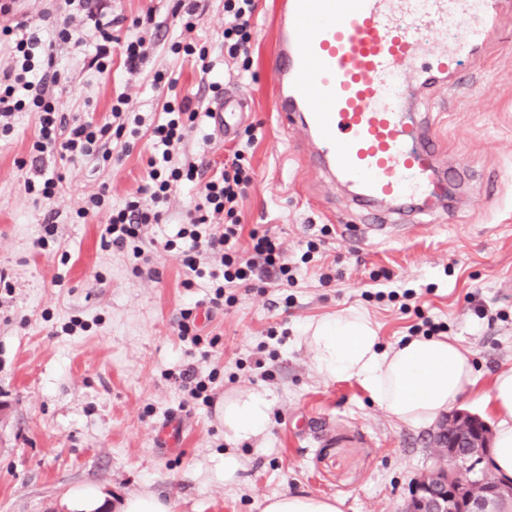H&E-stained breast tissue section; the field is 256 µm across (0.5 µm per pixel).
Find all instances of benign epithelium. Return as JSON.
I'll return each instance as SVG.
<instances>
[{
    "mask_svg": "<svg viewBox=\"0 0 512 512\" xmlns=\"http://www.w3.org/2000/svg\"><path fill=\"white\" fill-rule=\"evenodd\" d=\"M492 432L482 418L454 409L436 423V464L415 479L405 512H504L512 482L489 476L484 466Z\"/></svg>",
    "mask_w": 512,
    "mask_h": 512,
    "instance_id": "1",
    "label": "benign epithelium"
}]
</instances>
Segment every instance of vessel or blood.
Wrapping results in <instances>:
<instances>
[{"mask_svg":"<svg viewBox=\"0 0 512 512\" xmlns=\"http://www.w3.org/2000/svg\"><path fill=\"white\" fill-rule=\"evenodd\" d=\"M273 65L274 107L317 145L304 164L325 161L350 186L353 202L430 208L443 199L431 123L408 106L405 79L431 87L456 76L462 56L476 53L503 25L496 0H281ZM480 17L420 62V37L461 17ZM248 104L220 97L210 109L215 134L229 139L247 119Z\"/></svg>","mask_w":512,"mask_h":512,"instance_id":"obj_1","label":"vessel or blood"}]
</instances>
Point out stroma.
<instances>
[{"mask_svg":"<svg viewBox=\"0 0 512 512\" xmlns=\"http://www.w3.org/2000/svg\"><path fill=\"white\" fill-rule=\"evenodd\" d=\"M198 12L188 31L176 0H111L107 16L120 19V37H136L133 20L149 13L159 26L155 44L133 71L113 46L102 73L89 66L92 45L56 46V106L97 125L108 121L120 92L148 125L173 91L211 107L218 96L197 59L170 50L176 41L206 48L222 90L248 102L252 130L224 142L194 129L184 151L214 172L242 153L253 180L242 202L241 242L249 244L252 229L279 237L299 265L296 280L238 291L234 305L205 322L203 337L215 346L198 367L216 375L214 402L192 400L164 373L185 362L176 320L208 294L207 278L183 287L176 250H156L152 273L136 272L130 250L102 247V218L82 223L75 214L92 193L106 190L118 207L145 184L148 133L126 155L112 135L86 160L47 155L63 180L46 201L26 187L37 116L18 113L13 130L0 134V512H58L76 487L106 491L112 512L146 492L171 512H261L265 497L284 491L338 498L343 512H402L414 478L435 462L430 428L389 417L356 382L324 381L302 334L311 320L355 309L389 345L417 337L423 318H431L476 363L478 384L460 408L490 419L484 398L492 377L512 366V43L494 36L462 59L456 92L410 78L412 111L433 115L439 167L470 166L452 210L423 216L409 233L359 242L335 229L338 219H358L346 189L301 163L303 131L272 109L279 0H258L246 65L224 57V0H200ZM158 72L175 89L154 86ZM198 201L194 184L175 187L165 223L147 237L173 238ZM52 210L59 213L55 241L43 249L36 241ZM326 225L332 231L324 236ZM320 237L319 258L301 263L307 241ZM327 266L336 275L325 282ZM383 271L391 276L389 294L379 298L372 277ZM75 316L88 327L66 335L62 327ZM250 389L268 394L271 425L264 439L239 445L245 469L228 484L221 407Z\"/></svg>","mask_w":512,"mask_h":512,"instance_id":"stroma-1","label":"stroma"}]
</instances>
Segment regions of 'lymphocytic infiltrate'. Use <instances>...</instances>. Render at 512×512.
I'll list each match as a JSON object with an SVG mask.
<instances>
[{
  "mask_svg": "<svg viewBox=\"0 0 512 512\" xmlns=\"http://www.w3.org/2000/svg\"><path fill=\"white\" fill-rule=\"evenodd\" d=\"M71 7L94 24L95 54L90 64L97 71L107 70L110 46L114 43L121 44L128 67L137 66L144 58L147 53L145 37L123 41L103 23L106 0H60V10ZM256 9V0H224V13L230 19L224 29L225 56L232 59L249 56L253 38L251 20ZM0 35L11 38L13 52L12 63L0 68V132L12 131L18 112H36L39 137L32 145V162L40 167V179L28 182L27 189L49 200L56 193L59 176L42 168L44 154L56 152L72 161L97 155L109 130L120 133L126 129L128 98L121 93L113 99L111 124L98 126L79 119L67 121L54 103V89L60 83L61 74L54 64L53 50L59 42H78L79 37L70 23L53 26L52 37L48 40L37 32L17 35L9 27L0 29ZM199 117L200 112L193 107L190 98L174 97L166 101L159 119L150 129L153 153L148 159V182L139 187L137 196L119 208L109 206L106 191L91 194L76 216L85 220L105 215L101 235L103 246L132 248L134 257L147 264L151 258L138 245L143 232L149 226L165 221V206L174 186L185 180L197 182L199 203L187 212L175 239L166 240L164 246L170 249L175 242H182L183 264L188 273L183 285L187 288L192 285V277L200 273V256L218 259V267L209 272L212 293L208 307L213 310L232 304L236 289L249 291L272 279L288 285L293 283L294 274L276 237L244 229L241 203L252 176L240 161H232L212 175L208 174L206 166L191 160L180 166L173 165L174 152L181 149L188 128L198 125ZM245 234L250 237V245L246 248L240 244ZM178 335L191 343L186 352L190 362L170 373L169 378L178 386L189 389L193 399L211 405L213 397L209 385L201 378L196 365L197 360L207 359L210 355L200 334L196 309L182 310Z\"/></svg>",
  "mask_w": 512,
  "mask_h": 512,
  "instance_id": "obj_1",
  "label": "lymphocytic infiltrate"
}]
</instances>
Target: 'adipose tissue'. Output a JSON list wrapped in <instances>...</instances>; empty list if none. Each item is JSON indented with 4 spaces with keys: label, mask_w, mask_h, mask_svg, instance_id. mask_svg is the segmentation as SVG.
Segmentation results:
<instances>
[{
    "label": "adipose tissue",
    "mask_w": 512,
    "mask_h": 512,
    "mask_svg": "<svg viewBox=\"0 0 512 512\" xmlns=\"http://www.w3.org/2000/svg\"><path fill=\"white\" fill-rule=\"evenodd\" d=\"M304 340L323 380L359 383L389 416L421 428L453 409L475 387L471 354L456 339L430 336L382 346L367 314L350 310L308 323ZM495 419L489 470L512 479V367L498 371L486 396ZM266 392L250 390L224 401V438L242 443L263 437L270 425ZM261 512H342L334 497L282 492L268 496Z\"/></svg>",
    "instance_id": "1"
}]
</instances>
